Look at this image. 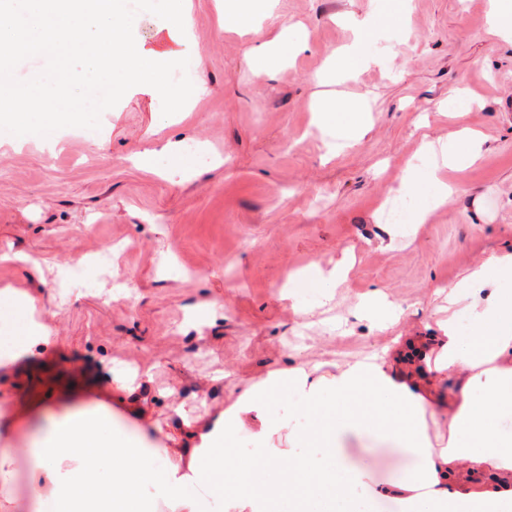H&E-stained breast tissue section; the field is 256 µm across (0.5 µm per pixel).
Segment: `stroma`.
<instances>
[{
  "instance_id": "35a3bbf8",
  "label": "stroma",
  "mask_w": 512,
  "mask_h": 512,
  "mask_svg": "<svg viewBox=\"0 0 512 512\" xmlns=\"http://www.w3.org/2000/svg\"><path fill=\"white\" fill-rule=\"evenodd\" d=\"M192 4L190 39L174 56L208 85L193 112L165 117L160 97L134 89L102 113L99 130L62 133L52 149L33 134L0 146V288L39 290L56 338L48 356L7 367L4 408L58 395L78 366L101 382L136 367L153 375L141 412L170 433L171 402L219 412L240 384L287 364L330 370L396 335H424L435 289L512 251V40L492 29L490 0H409L398 15L391 0H278L262 39L292 16L307 48L260 79L252 36L222 17L220 0ZM363 18L376 25L356 76L317 84ZM325 93L369 109L358 145L332 157L311 112ZM463 126L481 134V156L444 171L461 191L433 207L434 160L422 142ZM151 130L197 145L189 173L166 157L149 170L132 162ZM410 171L418 189L398 195ZM398 198L411 214L431 207L429 220L388 223ZM107 247L112 268L101 276L89 258ZM347 251L355 263L332 301L307 282L282 300L289 272L331 268ZM115 282L134 298L106 301L100 290ZM377 289L398 305L397 329L350 315ZM164 386L172 397L159 395ZM350 453L373 485L417 466L407 449L375 439Z\"/></svg>"
}]
</instances>
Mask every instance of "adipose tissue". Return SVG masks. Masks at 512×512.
Masks as SVG:
<instances>
[{
  "label": "adipose tissue",
  "mask_w": 512,
  "mask_h": 512,
  "mask_svg": "<svg viewBox=\"0 0 512 512\" xmlns=\"http://www.w3.org/2000/svg\"><path fill=\"white\" fill-rule=\"evenodd\" d=\"M299 26L285 19L276 38L252 48L257 76H272L287 53L300 49L292 38ZM315 112L322 128L341 131L330 151L361 140L362 105L323 99ZM481 151L480 138L462 129L449 137L441 161L459 170ZM507 279L512 252L476 264L449 286L438 335L412 372L375 357L332 372L295 364L247 383L219 413L192 416L172 405L182 433L177 448L145 447L144 429L113 436L112 410L102 401L91 409H50L28 450L26 472L18 470L16 449L0 448V512H141L146 489L167 512H306L309 491L318 489L315 512H336L337 500L365 485L366 469L348 447L369 436L409 449L419 461L408 480L372 487L371 496L399 501L405 512H504L512 508V436L498 431L499 417L512 413V297L499 288ZM0 302L29 316L30 336L16 343L9 363L47 352L54 338L37 315L36 298L2 288ZM461 312L471 318L466 336L455 326ZM450 378L456 392L448 398L440 385ZM285 392L299 395L308 421V433L292 434V441L329 454L335 469L288 462L286 450L274 446L282 425L271 412ZM248 421L253 455L226 465L224 452ZM431 426L447 429V442L432 443Z\"/></svg>",
  "instance_id": "ef3b65f1"
}]
</instances>
